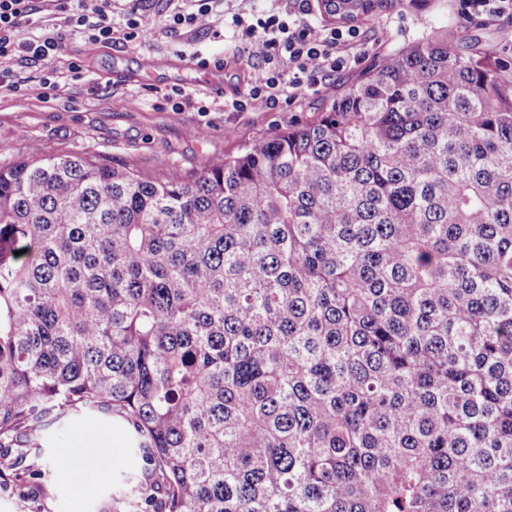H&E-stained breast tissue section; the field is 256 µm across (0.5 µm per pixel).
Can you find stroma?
<instances>
[{"label": "stroma", "mask_w": 512, "mask_h": 512, "mask_svg": "<svg viewBox=\"0 0 512 512\" xmlns=\"http://www.w3.org/2000/svg\"><path fill=\"white\" fill-rule=\"evenodd\" d=\"M272 0H223L211 18V30L184 27L169 32L164 24L173 7L169 0H148L146 10L155 26L136 45L109 43L88 50L84 31L65 27L61 15L40 13L35 25L21 26L17 41L64 32L66 48L50 67L59 84L58 103L0 88V165L10 164L29 149L45 156L82 154L141 170L200 172L255 139L272 135L288 124L312 119L336 93L361 73L354 68L336 75L326 92L304 97L282 112H228L226 91L242 86L247 63L231 62L232 42L220 39L231 28L233 15L244 18L273 9ZM368 60L380 59L404 43L436 29L452 28L459 44L472 49L498 45L499 61L512 64V17L494 22H463L458 0H430L416 10L393 5L357 24ZM228 57L218 72L197 68L193 57ZM82 60L81 80H72L69 66ZM219 82L223 91L206 92ZM193 94V103L174 111L168 99L173 85ZM99 444L84 442L85 434ZM103 462L83 485L75 469L84 461ZM148 477L128 448V436L108 417H71L51 426L34 445L0 448V512H136L135 503Z\"/></svg>", "instance_id": "obj_1"}]
</instances>
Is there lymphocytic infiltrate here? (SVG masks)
<instances>
[{"label": "lymphocytic infiltrate", "instance_id": "1", "mask_svg": "<svg viewBox=\"0 0 512 512\" xmlns=\"http://www.w3.org/2000/svg\"><path fill=\"white\" fill-rule=\"evenodd\" d=\"M121 29L112 27V0H0V57L18 56L25 64L50 63L65 49L64 34L43 36L17 44L18 29L33 23L43 6L65 13L71 27L89 29V49L112 42L138 43L152 25L143 0H126ZM239 50L261 59L244 87L224 100L228 112H279L299 96L325 92L336 74L350 69L352 50L359 40L354 28H327L308 23L291 9L272 10L256 22L242 26Z\"/></svg>", "mask_w": 512, "mask_h": 512}]
</instances>
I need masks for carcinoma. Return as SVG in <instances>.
I'll return each instance as SVG.
<instances>
[{
	"instance_id": "cac0c4a2",
	"label": "carcinoma",
	"mask_w": 512,
	"mask_h": 512,
	"mask_svg": "<svg viewBox=\"0 0 512 512\" xmlns=\"http://www.w3.org/2000/svg\"><path fill=\"white\" fill-rule=\"evenodd\" d=\"M503 72L425 34L187 178L1 165L0 448L104 414L142 512H512Z\"/></svg>"
}]
</instances>
